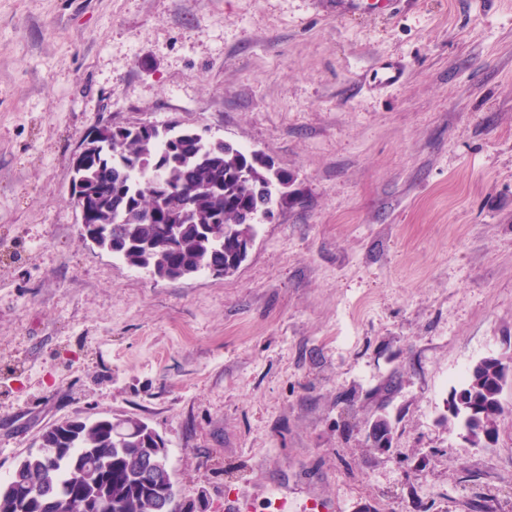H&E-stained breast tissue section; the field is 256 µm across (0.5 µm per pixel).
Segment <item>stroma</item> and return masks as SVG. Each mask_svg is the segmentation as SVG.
<instances>
[{
  "instance_id": "obj_1",
  "label": "stroma",
  "mask_w": 512,
  "mask_h": 512,
  "mask_svg": "<svg viewBox=\"0 0 512 512\" xmlns=\"http://www.w3.org/2000/svg\"><path fill=\"white\" fill-rule=\"evenodd\" d=\"M111 117L262 151L294 199L232 274L130 267L68 200ZM1 237L0 483L121 415L206 512H512V381L495 441L448 427L456 371L512 363V0H0Z\"/></svg>"
}]
</instances>
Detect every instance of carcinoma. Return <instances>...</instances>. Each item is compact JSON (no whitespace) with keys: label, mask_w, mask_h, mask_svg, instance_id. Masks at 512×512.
<instances>
[{"label":"carcinoma","mask_w":512,"mask_h":512,"mask_svg":"<svg viewBox=\"0 0 512 512\" xmlns=\"http://www.w3.org/2000/svg\"><path fill=\"white\" fill-rule=\"evenodd\" d=\"M95 129L97 137L83 140L84 164L71 177L92 196L82 236L162 279L235 272L242 245L274 216L256 214L259 202L279 210L291 199L288 171L176 122L160 128L114 121L110 129ZM511 370L498 358L476 363L450 396L448 422L477 443L495 439ZM157 438L137 417L116 424L66 421L43 433L39 452L21 461V476L59 498L88 502V510L76 512H101L105 498L112 504L107 512H150L153 494L138 480L148 467L167 512H180L168 456L154 452Z\"/></svg>","instance_id":"obj_1"}]
</instances>
